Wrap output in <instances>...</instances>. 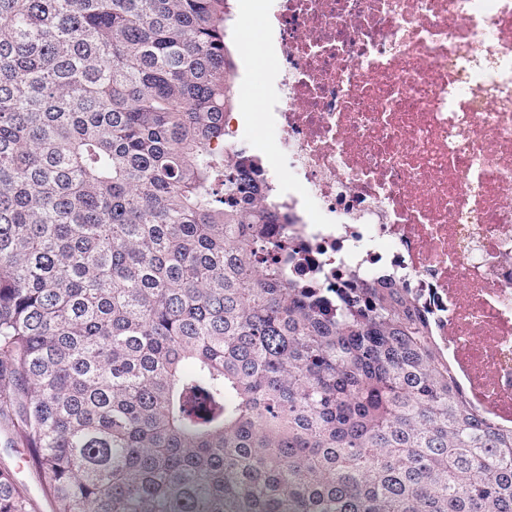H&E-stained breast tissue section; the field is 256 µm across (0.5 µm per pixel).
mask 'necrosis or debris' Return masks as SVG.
Returning <instances> with one entry per match:
<instances>
[{
	"label": "necrosis or debris",
	"mask_w": 512,
	"mask_h": 512,
	"mask_svg": "<svg viewBox=\"0 0 512 512\" xmlns=\"http://www.w3.org/2000/svg\"><path fill=\"white\" fill-rule=\"evenodd\" d=\"M279 94L224 115L288 215L269 259L334 298L411 289L457 386L512 428V0H269Z\"/></svg>",
	"instance_id": "4bbe7bcc"
}]
</instances>
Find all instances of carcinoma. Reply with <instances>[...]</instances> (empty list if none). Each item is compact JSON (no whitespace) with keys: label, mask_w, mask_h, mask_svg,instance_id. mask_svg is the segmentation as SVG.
I'll list each match as a JSON object with an SVG mask.
<instances>
[{"label":"carcinoma","mask_w":512,"mask_h":512,"mask_svg":"<svg viewBox=\"0 0 512 512\" xmlns=\"http://www.w3.org/2000/svg\"><path fill=\"white\" fill-rule=\"evenodd\" d=\"M229 0H0V415L53 512H512L411 293L324 307L224 148ZM0 512H32L0 469Z\"/></svg>","instance_id":"1"}]
</instances>
